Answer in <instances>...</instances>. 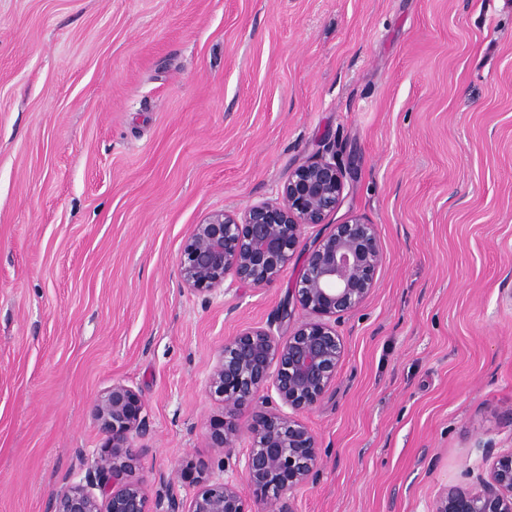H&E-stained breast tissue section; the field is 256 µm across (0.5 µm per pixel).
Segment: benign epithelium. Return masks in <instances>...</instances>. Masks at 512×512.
Segmentation results:
<instances>
[{
    "label": "benign epithelium",
    "mask_w": 512,
    "mask_h": 512,
    "mask_svg": "<svg viewBox=\"0 0 512 512\" xmlns=\"http://www.w3.org/2000/svg\"><path fill=\"white\" fill-rule=\"evenodd\" d=\"M345 173L336 156H324L292 170L274 200L242 212L218 210L194 226L179 258L182 284L199 295L224 287L227 277L241 287L274 283L292 261L306 229L324 223L344 199ZM375 225L357 216L333 225L308 254L293 289L309 318L288 335L275 322L243 330L224 343L212 365L209 389L234 417L259 404L251 427L245 478L271 512H291L282 496L316 479L321 461L317 438L299 419L327 392L343 356L338 326L370 296L382 265ZM274 389L277 399L267 394ZM91 416L105 445L80 482H67L50 495V512H248L233 480L200 478L189 500L170 489L149 506L146 489L128 479L137 457L131 438L144 436L139 394L117 382L93 402ZM236 427L209 434L218 454L234 447ZM432 512H512V452L494 457L475 489L452 487Z\"/></svg>",
    "instance_id": "obj_1"
}]
</instances>
